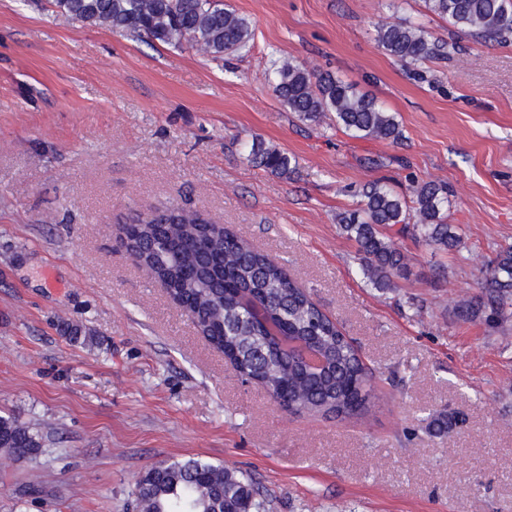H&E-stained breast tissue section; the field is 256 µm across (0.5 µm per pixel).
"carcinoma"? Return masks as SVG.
I'll list each match as a JSON object with an SVG mask.
<instances>
[{"instance_id": "1", "label": "carcinoma", "mask_w": 512, "mask_h": 512, "mask_svg": "<svg viewBox=\"0 0 512 512\" xmlns=\"http://www.w3.org/2000/svg\"><path fill=\"white\" fill-rule=\"evenodd\" d=\"M426 9L460 31L485 42H512V0H424ZM57 12L88 25H105L136 40L179 45L191 41L215 58L244 49L252 38L246 18L212 0H52ZM380 49L405 66L448 56L452 43L432 41L419 25L392 23L376 29ZM273 89L282 105L302 121L328 113L359 138L398 141L396 116L375 97L357 91L330 73H315L293 59L274 60ZM249 161L279 177L293 171L291 158L255 139ZM363 206L336 217L340 231L357 247L364 278L379 290L396 287L406 269L396 237L413 234L428 246L455 251L460 237L448 223L447 185L412 182L403 195L381 182L362 187ZM127 250L172 295L197 315L203 336L238 361L242 371L262 380L273 396L288 398V410L320 413L338 420L367 415L375 395L373 372L358 350L313 300L267 254L230 230L194 212L170 211L167 223L138 217L127 227ZM265 309L281 331L318 351L325 363L312 371L285 356L252 309ZM463 322L494 327L512 318V246L489 262L479 294L455 308ZM446 413L429 429L443 436L453 430ZM43 435L14 418L0 416V448L16 462L33 459ZM138 512H267L253 483L235 470L201 459L162 463L145 473L135 489Z\"/></svg>"}]
</instances>
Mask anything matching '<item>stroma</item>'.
I'll return each mask as SVG.
<instances>
[{"label":"stroma","mask_w":512,"mask_h":512,"mask_svg":"<svg viewBox=\"0 0 512 512\" xmlns=\"http://www.w3.org/2000/svg\"><path fill=\"white\" fill-rule=\"evenodd\" d=\"M223 4L253 38L214 58L0 0V415L46 438L26 462L0 449V512H136L140 478L189 458L247 474L269 512H512V322L454 314L512 245V44L423 0ZM404 20L457 45L426 80L375 41ZM283 58L375 96L401 140L298 120L267 76ZM256 137L294 160L290 177L248 160ZM412 175L450 186L464 244L402 238L408 271L379 291L336 216L364 184L404 193ZM165 207L287 269L374 372L368 418L296 416L237 377L115 243L132 213ZM441 410L462 419L442 438Z\"/></svg>","instance_id":"1"}]
</instances>
